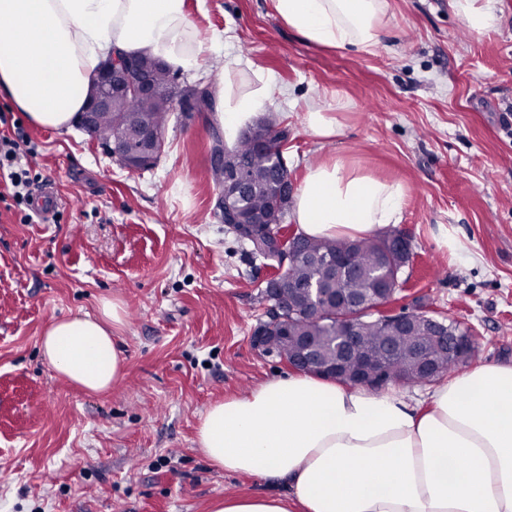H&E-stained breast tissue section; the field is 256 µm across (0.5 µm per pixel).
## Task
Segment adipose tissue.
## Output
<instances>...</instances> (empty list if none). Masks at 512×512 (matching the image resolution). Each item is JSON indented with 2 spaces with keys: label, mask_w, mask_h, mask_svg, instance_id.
<instances>
[{
  "label": "adipose tissue",
  "mask_w": 512,
  "mask_h": 512,
  "mask_svg": "<svg viewBox=\"0 0 512 512\" xmlns=\"http://www.w3.org/2000/svg\"><path fill=\"white\" fill-rule=\"evenodd\" d=\"M472 31L497 30L496 0H448ZM306 42L369 53L388 34L389 0H272ZM0 100L32 125L67 127L87 101L112 48L192 68L196 30L186 0H0ZM259 88L224 87L217 120L235 142L284 90L273 73ZM407 193L353 169L341 156L310 165L295 221L313 238L355 240L400 223ZM122 305L49 323L46 366L91 393L125 369L113 329ZM196 444L216 469L265 481L267 493L232 495L211 512H512V366H478L450 379L421 411L392 391L371 393L290 374L211 405Z\"/></svg>",
  "instance_id": "1"
}]
</instances>
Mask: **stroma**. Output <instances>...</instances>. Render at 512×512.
<instances>
[{
	"label": "stroma",
	"instance_id": "stroma-1",
	"mask_svg": "<svg viewBox=\"0 0 512 512\" xmlns=\"http://www.w3.org/2000/svg\"><path fill=\"white\" fill-rule=\"evenodd\" d=\"M392 36L373 53L322 49L276 17L271 0H187L212 45L194 84L222 72L240 90L273 72L297 104L267 105L287 129L295 186L308 167L341 154L356 169L408 190L397 231L413 257L393 308L472 326L473 365L512 366V0H497L498 31H470L448 0H390ZM251 62L239 72L225 51ZM341 99L339 134L314 136L303 114ZM39 184L65 201L57 217L20 223L0 206V512H210L215 499L266 483L213 468L198 451L208 407L289 374L254 349L271 272L215 210L209 124L172 116L147 172L125 168L78 124L29 127ZM477 254L453 261L440 226ZM120 301L115 330L123 378L101 394L60 380L42 362L49 322Z\"/></svg>",
	"mask_w": 512,
	"mask_h": 512
}]
</instances>
